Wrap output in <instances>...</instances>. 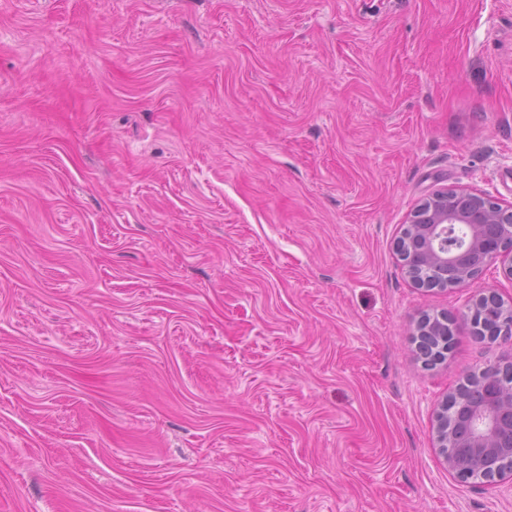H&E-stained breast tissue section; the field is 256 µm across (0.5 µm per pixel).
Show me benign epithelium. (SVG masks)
Instances as JSON below:
<instances>
[{
	"label": "benign epithelium",
	"instance_id": "7a95c632",
	"mask_svg": "<svg viewBox=\"0 0 512 512\" xmlns=\"http://www.w3.org/2000/svg\"><path fill=\"white\" fill-rule=\"evenodd\" d=\"M512 209L491 196L467 189H443L423 199L396 242L398 256L411 282L419 288L448 291L477 279L492 263L512 279ZM486 304L500 307V335H512V304L489 291L473 297L467 308L471 323L483 317ZM434 333L427 319L417 327V351L427 358L432 346L423 341ZM512 362L490 364L466 377L471 396L455 395L460 405H440L435 442L448 470L466 479L492 481L503 477L494 461L512 455Z\"/></svg>",
	"mask_w": 512,
	"mask_h": 512
}]
</instances>
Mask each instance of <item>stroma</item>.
<instances>
[{"mask_svg": "<svg viewBox=\"0 0 512 512\" xmlns=\"http://www.w3.org/2000/svg\"><path fill=\"white\" fill-rule=\"evenodd\" d=\"M446 187L512 206V0H0V512H512L434 441L512 279L394 248ZM498 297V295L494 291H488L487 293L479 294L473 297L470 305L467 308V317H469L471 324L475 325L477 319L483 317V309L485 304H495L500 307L502 311V315L500 317V327L501 331L499 336H511L512 335V303L506 306ZM498 317V312L496 309H491L488 312V315L483 320L480 319L481 323H483L484 328L490 329L497 325L496 319Z\"/></svg>", "mask_w": 512, "mask_h": 512, "instance_id": "stroma-1", "label": "stroma"}]
</instances>
